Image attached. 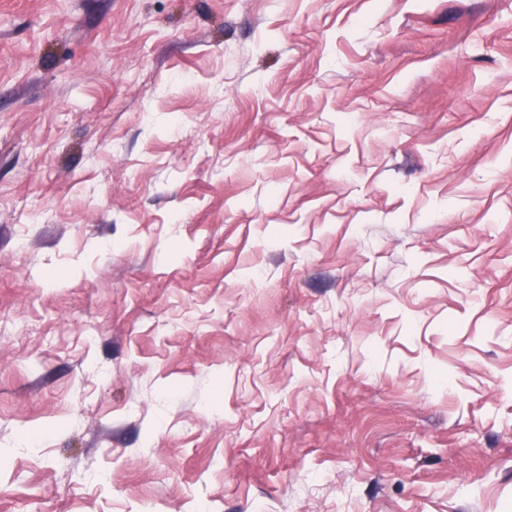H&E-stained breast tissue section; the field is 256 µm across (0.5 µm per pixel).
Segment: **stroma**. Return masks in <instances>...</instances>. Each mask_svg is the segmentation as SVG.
<instances>
[{
	"label": "stroma",
	"instance_id": "stroma-1",
	"mask_svg": "<svg viewBox=\"0 0 512 512\" xmlns=\"http://www.w3.org/2000/svg\"><path fill=\"white\" fill-rule=\"evenodd\" d=\"M0 512H512V0H0Z\"/></svg>",
	"mask_w": 512,
	"mask_h": 512
}]
</instances>
